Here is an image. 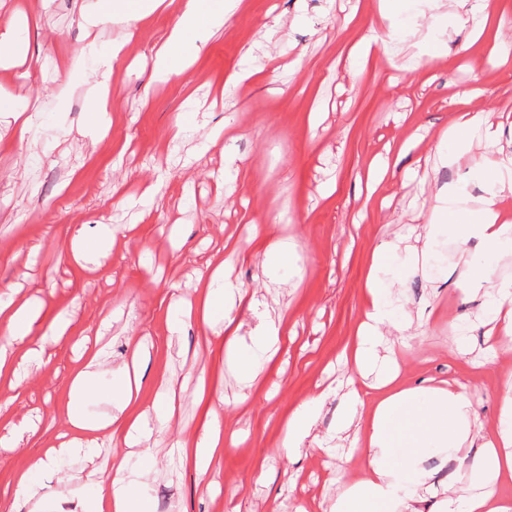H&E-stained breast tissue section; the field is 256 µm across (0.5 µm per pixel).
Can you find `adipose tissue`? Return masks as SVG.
Returning a JSON list of instances; mask_svg holds the SVG:
<instances>
[{
  "label": "adipose tissue",
  "mask_w": 512,
  "mask_h": 512,
  "mask_svg": "<svg viewBox=\"0 0 512 512\" xmlns=\"http://www.w3.org/2000/svg\"><path fill=\"white\" fill-rule=\"evenodd\" d=\"M415 0H381L379 14L387 23L384 49L408 45L412 58L430 63L443 56L441 48L422 39L407 41L398 34L395 20L411 13ZM167 0H86L80 18L86 29L113 24L135 29L148 18L167 11ZM242 7V0H179L178 16L166 37L153 48L155 78L170 80L187 72L210 34L222 28ZM492 9L488 0H438L431 17L432 28L448 27L456 31L469 27L472 19H489ZM30 23L17 14L0 12V68L24 58ZM126 53V44L115 41L101 46L89 43L78 53L60 58L55 66L60 92H68L72 73L93 58V82L86 91L90 125L97 139H105L111 128L107 112L109 92L114 78V65ZM478 88L469 89L452 99L455 118L444 131L436 147L446 165H467L465 176L445 187L437 196L424 236L423 255H436L442 236L461 242L477 240L478 252L461 249L458 264L469 288L483 290L486 313L492 326L489 334L495 350L512 353V280L497 279L496 268L512 259V159L497 165L467 164L468 143L481 136L488 145L500 144L501 127L485 119L482 113L470 111L473 99L481 96ZM479 188V198H472V188ZM403 274L392 250L382 248L372 254L371 276L365 296V319L357 332L352 359L357 367L371 365L378 347L390 331L400 330L402 320L389 299L390 290ZM506 390L500 400L497 432L481 444V453L473 457L470 476L479 485L476 494L465 501L464 512H512L508 509L505 487L512 482V378L505 380ZM351 413H363L367 431L362 436L367 470L363 478L352 483L337 498L331 512H420L419 490L422 474L414 460L427 448H455L471 435L466 420L472 410L471 396L464 390L446 388H402L396 375H388L383 389L371 403H364L359 390L349 394ZM407 452L403 466L393 467L387 457L393 448ZM115 477L106 491H97L78 501L76 512H145L142 501L132 491L126 476L125 459L113 463Z\"/></svg>",
  "instance_id": "adipose-tissue-1"
}]
</instances>
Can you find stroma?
<instances>
[{
    "label": "stroma",
    "mask_w": 512,
    "mask_h": 512,
    "mask_svg": "<svg viewBox=\"0 0 512 512\" xmlns=\"http://www.w3.org/2000/svg\"><path fill=\"white\" fill-rule=\"evenodd\" d=\"M380 0H243L209 38L187 76L152 79L153 51L174 12L145 21L116 64L106 139L85 136L89 68L72 77L58 99L51 73L59 52L88 41L82 0H0L7 12L35 17L26 62L0 68V88L29 102L34 141L18 145L16 124L0 112V298L38 309L28 338L0 332L10 371L0 376V505L14 497V475L51 454L76 411L98 422L153 416L170 398L173 414L157 442L113 446L100 438L56 466L48 489L20 512H73L97 481H111L115 457L131 472L149 463L139 491L149 512H329L355 473L353 440L336 434L350 382L376 384L378 370L359 373L347 353L364 319L372 253L394 248L421 255L424 226L439 188L463 168L441 163L434 145L452 116L450 98L485 88L473 110L512 125V68L498 64L494 45L512 46V12L498 16L483 65L472 71L468 30H440L442 59L421 67L406 54L373 47L352 66L353 46L381 30ZM281 22L271 40L258 28ZM252 51L253 77H229ZM195 110L198 127L171 134ZM389 169L375 193L372 165ZM112 227V247L95 261L77 256V236ZM294 245L290 267L271 279L263 264L276 240ZM459 242L448 238L431 268L409 266L391 290L406 325L380 349L395 359L408 388L462 385L475 399L473 429L494 433L503 387L482 292L463 288ZM241 288L247 305L227 304L225 318L185 317L168 329L171 308L196 301L209 273ZM69 322L53 337L57 318ZM279 325L277 354L242 381L231 368L224 327L247 350L269 321ZM101 349L96 395L71 393L88 351ZM137 366L134 405L118 409L112 379ZM318 399L300 447L287 449L285 420L303 401ZM224 433V452L198 472L170 448L194 447L211 418ZM478 445L432 448L416 460L424 476L422 512L441 498L475 493L461 457Z\"/></svg>",
    "instance_id": "obj_1"
}]
</instances>
